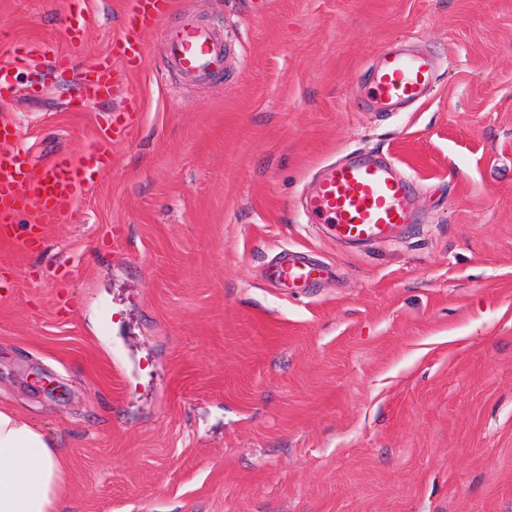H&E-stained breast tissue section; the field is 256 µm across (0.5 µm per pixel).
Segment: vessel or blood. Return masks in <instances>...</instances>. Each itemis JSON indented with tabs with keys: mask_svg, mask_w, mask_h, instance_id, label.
Listing matches in <instances>:
<instances>
[{
	"mask_svg": "<svg viewBox=\"0 0 512 512\" xmlns=\"http://www.w3.org/2000/svg\"><path fill=\"white\" fill-rule=\"evenodd\" d=\"M172 0H127L126 25L111 48L92 62L74 92L76 106L112 93L117 76L141 64L143 32L159 25ZM165 52L171 63L189 79L204 82L224 68V45L212 30L193 22L168 29ZM433 64L423 53L384 52L374 71L372 92L384 103H407L426 98L433 87ZM129 113L112 118L96 133L89 156L54 159L42 174H34L30 157L19 148V128L0 122V230H8L16 216L36 209L45 220H69L77 198L98 183L112 168L110 146L126 136ZM405 185L392 171L371 162L333 167L318 182L310 207L331 224L340 239L363 243L387 239L409 221L404 204ZM325 274L323 266L284 254L271 266L268 279L286 292L308 287Z\"/></svg>",
	"mask_w": 512,
	"mask_h": 512,
	"instance_id": "obj_1",
	"label": "vessel or blood"
}]
</instances>
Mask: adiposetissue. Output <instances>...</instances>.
<instances>
[{
	"mask_svg": "<svg viewBox=\"0 0 512 512\" xmlns=\"http://www.w3.org/2000/svg\"><path fill=\"white\" fill-rule=\"evenodd\" d=\"M62 463L49 435L0 408V512H61Z\"/></svg>",
	"mask_w": 512,
	"mask_h": 512,
	"instance_id": "1",
	"label": "adipose tissue"
}]
</instances>
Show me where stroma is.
<instances>
[{
  "label": "stroma",
  "instance_id": "stroma-1",
  "mask_svg": "<svg viewBox=\"0 0 512 512\" xmlns=\"http://www.w3.org/2000/svg\"><path fill=\"white\" fill-rule=\"evenodd\" d=\"M71 2L0 0V65L31 60L0 121L35 172L136 112L72 222L27 211L0 242V406L56 441L66 512H512V0H173L78 112L125 0H92L75 45ZM188 21L224 42L205 84L165 59ZM391 48L431 57L425 99L373 102ZM59 52L75 71L44 77ZM351 159L407 182L393 240L306 210ZM285 249L329 275L282 293Z\"/></svg>",
  "mask_w": 512,
  "mask_h": 512
}]
</instances>
